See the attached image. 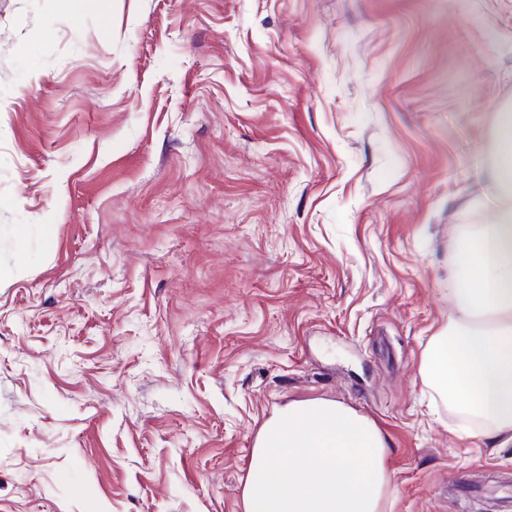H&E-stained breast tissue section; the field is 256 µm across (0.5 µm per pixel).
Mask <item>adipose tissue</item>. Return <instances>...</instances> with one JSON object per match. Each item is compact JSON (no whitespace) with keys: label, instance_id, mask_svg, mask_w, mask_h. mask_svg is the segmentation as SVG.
Here are the masks:
<instances>
[{"label":"adipose tissue","instance_id":"obj_1","mask_svg":"<svg viewBox=\"0 0 512 512\" xmlns=\"http://www.w3.org/2000/svg\"><path fill=\"white\" fill-rule=\"evenodd\" d=\"M493 220L455 245L448 294L459 312L432 340L419 374L442 398L485 420L512 445V107L498 112L490 172ZM393 493L386 441L367 416L336 400L292 402L262 427L243 512H384Z\"/></svg>","mask_w":512,"mask_h":512}]
</instances>
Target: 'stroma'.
Here are the masks:
<instances>
[{"label": "stroma", "instance_id": "35a3bbf8", "mask_svg": "<svg viewBox=\"0 0 512 512\" xmlns=\"http://www.w3.org/2000/svg\"><path fill=\"white\" fill-rule=\"evenodd\" d=\"M506 105L512 0H0V512H243L318 398L386 512H512L418 373Z\"/></svg>", "mask_w": 512, "mask_h": 512}]
</instances>
